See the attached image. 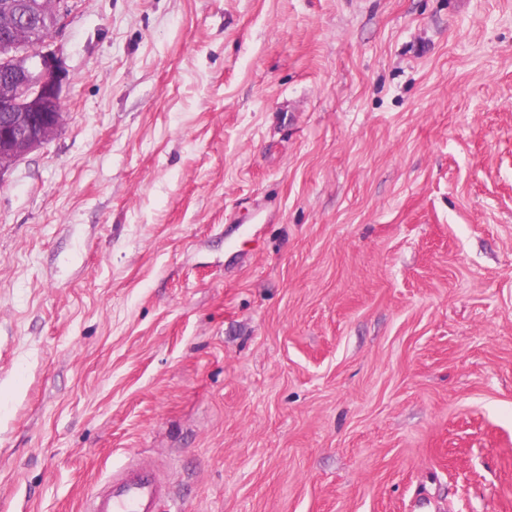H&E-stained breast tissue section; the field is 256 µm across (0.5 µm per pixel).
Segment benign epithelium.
<instances>
[{
  "label": "benign epithelium",
  "mask_w": 512,
  "mask_h": 512,
  "mask_svg": "<svg viewBox=\"0 0 512 512\" xmlns=\"http://www.w3.org/2000/svg\"><path fill=\"white\" fill-rule=\"evenodd\" d=\"M32 0L0 5V176L21 156L45 144L61 123L63 71L56 54L43 50L48 35L34 22Z\"/></svg>",
  "instance_id": "benign-epithelium-1"
}]
</instances>
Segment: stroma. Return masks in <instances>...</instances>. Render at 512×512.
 <instances>
[{
    "mask_svg": "<svg viewBox=\"0 0 512 512\" xmlns=\"http://www.w3.org/2000/svg\"><path fill=\"white\" fill-rule=\"evenodd\" d=\"M0 176V512H512V0H66ZM170 496L158 469L130 462L103 480L86 502V512H156Z\"/></svg>",
    "mask_w": 512,
    "mask_h": 512,
    "instance_id": "1",
    "label": "stroma"
}]
</instances>
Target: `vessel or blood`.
Wrapping results in <instances>:
<instances>
[{
    "instance_id": "vessel-or-blood-1",
    "label": "vessel or blood",
    "mask_w": 512,
    "mask_h": 512,
    "mask_svg": "<svg viewBox=\"0 0 512 512\" xmlns=\"http://www.w3.org/2000/svg\"><path fill=\"white\" fill-rule=\"evenodd\" d=\"M170 488L158 469L130 462L103 480L86 502V512H157Z\"/></svg>"
}]
</instances>
